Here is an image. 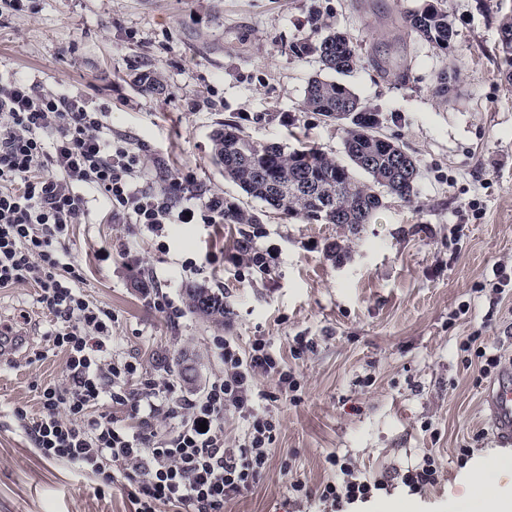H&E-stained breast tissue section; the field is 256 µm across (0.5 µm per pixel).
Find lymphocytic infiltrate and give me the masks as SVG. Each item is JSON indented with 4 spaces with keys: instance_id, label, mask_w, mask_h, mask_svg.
I'll return each instance as SVG.
<instances>
[{
    "instance_id": "obj_1",
    "label": "lymphocytic infiltrate",
    "mask_w": 512,
    "mask_h": 512,
    "mask_svg": "<svg viewBox=\"0 0 512 512\" xmlns=\"http://www.w3.org/2000/svg\"><path fill=\"white\" fill-rule=\"evenodd\" d=\"M140 175L139 153L113 143L103 113L89 111L86 99L0 79V289L37 288L39 303L54 318L48 337L66 356L65 383L41 387L37 415L21 408L15 415L42 458L68 462L104 484L123 477L135 512H157L162 504L180 512H224L265 470L274 430L271 421L254 418L250 443L225 447V412L252 416L256 376L277 377L291 390L297 384L266 342L254 343L244 357L224 339L218 343L224 374L203 398L176 401L150 381L140 392L127 390L138 368L112 356V310L82 293L81 273L66 260L69 227L86 216L78 186L94 189L113 219L133 220L137 230L155 236L175 222L224 221L223 198L180 210L177 192H152L138 185ZM107 403L127 409L129 422L104 412ZM160 417L177 420L172 437L159 435ZM383 487L352 475L317 493L299 481L291 489L340 508Z\"/></svg>"
}]
</instances>
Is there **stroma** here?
<instances>
[{"instance_id":"stroma-1","label":"stroma","mask_w":512,"mask_h":512,"mask_svg":"<svg viewBox=\"0 0 512 512\" xmlns=\"http://www.w3.org/2000/svg\"><path fill=\"white\" fill-rule=\"evenodd\" d=\"M425 0H21L0 8V75L43 91L81 95L104 110L112 138L138 149L144 186L190 181L256 213L257 251L270 271L236 260V224H171L163 236L113 220L109 205L79 187L88 215L66 247L90 300L111 307L112 352L173 399L201 396L224 364L223 336L247 353L267 342L298 385L253 383L254 412L275 424L263 474L224 512H333L297 500L295 481L317 489L341 480V463L388 490L352 512H480L476 460L502 448L484 397L512 362V288L489 286L512 267V56L500 26L512 0H440L456 37L441 50L406 28ZM347 32L361 66L345 82L379 113L386 136L419 166L413 203L386 198L367 224L284 219L225 178L211 136L238 124L261 144L311 142L344 158V123L303 109L318 56L289 44L326 27ZM448 93L435 92L440 74ZM151 75L158 91L136 86ZM110 248V262L94 254ZM157 274L181 316L169 321L143 290ZM222 291L223 324L190 313L186 291ZM29 321L17 324L20 312ZM51 317L30 285L0 290V323H16L21 352L0 361V512H133L123 482L104 485L73 465L43 459L21 431L16 408L40 411L39 388L65 379L51 350ZM478 336L499 368L463 347ZM310 349L295 353L297 338ZM190 370L180 377L179 367ZM474 460L464 464L459 451ZM336 463H329V456ZM436 485L408 494L400 477L426 456Z\"/></svg>"}]
</instances>
